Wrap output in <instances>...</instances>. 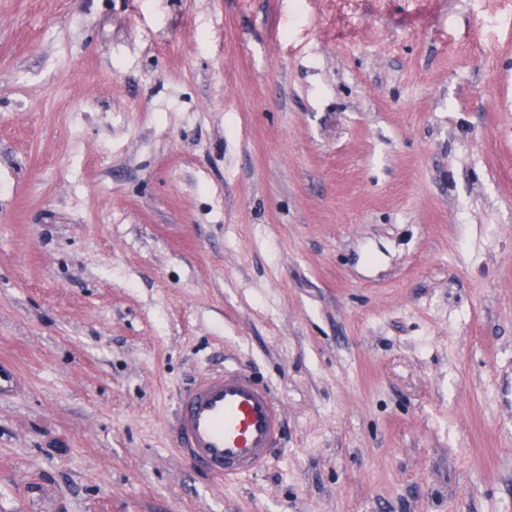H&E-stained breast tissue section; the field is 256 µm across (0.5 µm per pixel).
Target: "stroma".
Wrapping results in <instances>:
<instances>
[{"instance_id": "35a3bbf8", "label": "stroma", "mask_w": 512, "mask_h": 512, "mask_svg": "<svg viewBox=\"0 0 512 512\" xmlns=\"http://www.w3.org/2000/svg\"><path fill=\"white\" fill-rule=\"evenodd\" d=\"M0 363V512H512V0H0ZM283 423L281 407L267 387L226 368L181 393L173 433L182 456L197 469L230 480L264 465Z\"/></svg>"}]
</instances>
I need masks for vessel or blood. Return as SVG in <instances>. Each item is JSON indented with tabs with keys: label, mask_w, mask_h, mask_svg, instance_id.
Masks as SVG:
<instances>
[{
	"label": "vessel or blood",
	"mask_w": 512,
	"mask_h": 512,
	"mask_svg": "<svg viewBox=\"0 0 512 512\" xmlns=\"http://www.w3.org/2000/svg\"><path fill=\"white\" fill-rule=\"evenodd\" d=\"M282 429L283 413L270 390L229 368L186 387L173 419L182 456L224 480L259 470Z\"/></svg>",
	"instance_id": "obj_1"
}]
</instances>
